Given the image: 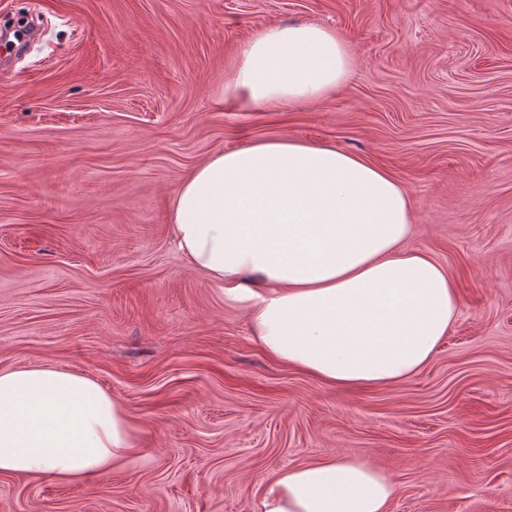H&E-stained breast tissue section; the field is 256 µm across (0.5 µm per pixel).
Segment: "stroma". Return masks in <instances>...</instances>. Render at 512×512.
Instances as JSON below:
<instances>
[{"mask_svg":"<svg viewBox=\"0 0 512 512\" xmlns=\"http://www.w3.org/2000/svg\"><path fill=\"white\" fill-rule=\"evenodd\" d=\"M0 371L94 378L138 451L91 481L0 474V512H261L289 467L361 459L390 512H512V0H0ZM353 60L317 102L224 93L275 24ZM288 137L405 189L410 249L460 314L410 378L341 389L268 353L247 304L177 250L173 202L210 157Z\"/></svg>","mask_w":512,"mask_h":512,"instance_id":"stroma-1","label":"stroma"}]
</instances>
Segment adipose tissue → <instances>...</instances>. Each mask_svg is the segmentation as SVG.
Listing matches in <instances>:
<instances>
[{
	"label": "adipose tissue",
	"instance_id": "ef3b65f1",
	"mask_svg": "<svg viewBox=\"0 0 512 512\" xmlns=\"http://www.w3.org/2000/svg\"><path fill=\"white\" fill-rule=\"evenodd\" d=\"M351 68L336 31L273 25L250 40L229 94L256 109L323 99ZM178 250L252 310L251 332L288 365L342 387L417 373L459 312L457 286L406 249L401 185L363 157L285 138L217 154L176 197ZM125 408L92 377L53 367L0 371V474L83 482L136 450ZM391 477L359 460L290 467L262 512H389Z\"/></svg>",
	"mask_w": 512,
	"mask_h": 512
}]
</instances>
